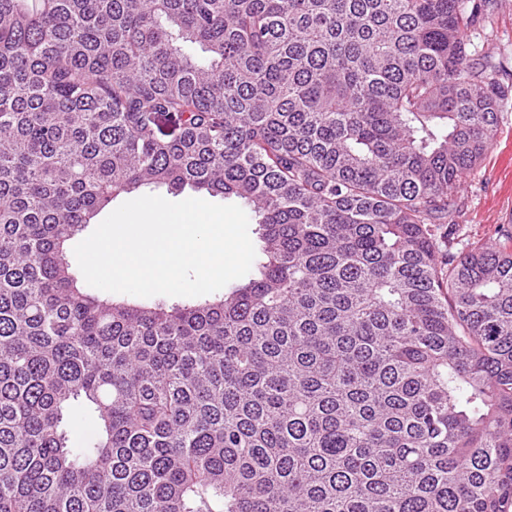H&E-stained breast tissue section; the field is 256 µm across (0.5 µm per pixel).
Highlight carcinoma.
I'll list each match as a JSON object with an SVG mask.
<instances>
[{
  "label": "carcinoma",
  "instance_id": "carcinoma-1",
  "mask_svg": "<svg viewBox=\"0 0 512 512\" xmlns=\"http://www.w3.org/2000/svg\"><path fill=\"white\" fill-rule=\"evenodd\" d=\"M479 14L0 0V512H507L512 248L437 222L509 94ZM160 186L253 205L257 272L78 286L67 241ZM245 276H243V277H245ZM243 277L231 281L230 283H228L224 288H222L219 291H216V292H213V293H210L207 295L199 296V297H170V296H164V295H157V296H153V297L144 298V297H137V296L121 294V293H110V292H104V291H102V292L105 297L111 298L114 301H123L124 300V301H128V302H141L143 300H150V301H156V302L164 301L167 303H172L174 301L184 300V299H188V298L201 299V300L214 299L216 297H221L224 294V292L225 293L228 292L233 286L238 284ZM64 429L68 434L70 444L74 448H84L97 435V416L82 406L76 407L67 417Z\"/></svg>",
  "mask_w": 512,
  "mask_h": 512
}]
</instances>
